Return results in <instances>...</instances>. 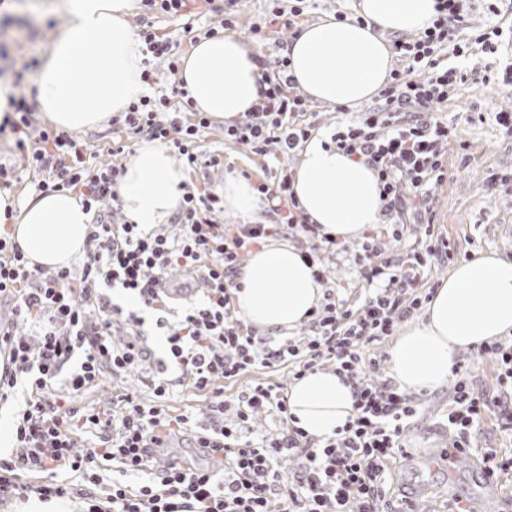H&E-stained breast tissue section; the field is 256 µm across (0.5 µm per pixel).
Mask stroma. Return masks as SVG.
Segmentation results:
<instances>
[{"label": "stroma", "mask_w": 512, "mask_h": 512, "mask_svg": "<svg viewBox=\"0 0 512 512\" xmlns=\"http://www.w3.org/2000/svg\"><path fill=\"white\" fill-rule=\"evenodd\" d=\"M15 11L0 13V77L13 75L16 63L26 51L43 53L57 30L50 27L47 6L50 0H15ZM270 0H235L230 12L236 18L235 33L244 40H256L267 59H274L288 40L287 32L252 37V24L262 22ZM134 29L152 26L160 35L179 36L180 53L190 48L184 25L202 26L203 17L188 15L171 18L143 9H133ZM484 54L459 58L469 80L457 95L437 110V117L448 126V141L443 145L447 171L443 182L429 193L427 224L417 223L405 214L399 223L385 221L371 226L382 257L397 259L418 241L432 234L448 243V253L429 258L420 281L422 289L439 288L444 278L460 263L479 252H493L512 259V133L500 126L495 115L512 112V87L504 85L495 70L487 66ZM195 150L200 157L214 153L224 156L225 171L235 170L253 183L263 179L262 161L231 140L225 139L223 125L214 123L200 132ZM361 241L347 242L345 249L322 253L330 286L337 298L360 302L368 287L360 260ZM175 386L164 401L168 415L190 414L203 418L208 397L196 389L181 371L171 370ZM136 393L145 400L153 395L144 376L104 374L98 385L82 390L75 403L81 407L115 409L119 396ZM449 388L413 394L417 413L403 433V449L392 464L388 499L401 504L408 488H415L412 512H453L457 501H466L472 512H512V469L505 470L497 492L485 493L481 484L480 451L497 449L500 457L512 461V437L504 435L496 421H488L473 432L471 455L455 462L448 450Z\"/></svg>", "instance_id": "stroma-1"}]
</instances>
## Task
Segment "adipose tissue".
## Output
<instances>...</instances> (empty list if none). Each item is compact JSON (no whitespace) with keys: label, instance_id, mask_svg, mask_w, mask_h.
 Segmentation results:
<instances>
[{"label":"adipose tissue","instance_id":"ef3b65f1","mask_svg":"<svg viewBox=\"0 0 512 512\" xmlns=\"http://www.w3.org/2000/svg\"><path fill=\"white\" fill-rule=\"evenodd\" d=\"M133 0H53L63 24L35 76L41 112L55 128L97 129L149 95L142 80L146 47L129 20ZM436 0H359L362 23L329 18L304 26L281 53L298 90L331 108H356L385 88L393 65L392 34L431 26ZM261 51L232 33L199 38L179 64L178 79L196 111L230 123L259 104ZM324 133L302 146L292 171V192L320 231L339 241L361 237L382 223L383 202L374 169L327 146ZM118 195L127 218L147 227L178 212L189 174L169 150L140 140L124 164ZM225 211L262 218L260 194L250 180L227 174L219 188ZM91 217L69 190L18 197L0 191V224L28 265L54 271L71 266L87 247ZM235 309L262 331L290 330L322 297L301 253L287 243L260 245L241 268ZM512 333V260L480 252L458 264L437 289L422 319L406 327L389 350L390 374L400 389L432 392L447 386L460 352ZM346 374L307 371L288 389L295 427L322 441L354 414Z\"/></svg>","mask_w":512,"mask_h":512}]
</instances>
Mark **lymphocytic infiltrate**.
Returning a JSON list of instances; mask_svg holds the SVG:
<instances>
[{
	"mask_svg": "<svg viewBox=\"0 0 512 512\" xmlns=\"http://www.w3.org/2000/svg\"><path fill=\"white\" fill-rule=\"evenodd\" d=\"M472 0H438L432 27L416 38L392 42L396 66L373 109L344 123L331 138L347 156L368 164L380 180L385 215L412 206L426 213L432 185L445 178L443 144L448 127L435 111L467 82L453 59L473 51L498 54L512 26L469 28ZM281 57L264 62L266 86L259 106L243 120L227 125L224 135L251 154L273 159L296 153L307 141L305 101ZM170 67L164 92L141 98L129 111L113 117L120 131L113 155L124 154L129 140L142 137L177 150L186 167L198 171L223 162L222 154L199 158L194 150L204 113L185 124L193 101ZM0 120V133L11 131L30 167L46 172L40 192L80 187L81 203L91 215L86 256L79 283L68 269L28 267L17 245L0 236V296L13 297L17 319H36L34 338L0 327V351L8 366L0 389L23 387L28 395L12 420L15 451L0 457V501L82 498L84 512H383L387 464L403 448V419L414 416L412 399L383 372L375 343L394 335L399 322L430 299L417 285L429 257L446 254L445 241L431 239L407 252L398 264L383 260L368 265L373 288L354 307L328 293L308 319L309 334L299 342L276 345L256 336L233 306L234 276L240 258L265 239L293 229L318 237L291 191L290 172L280 171L275 186L258 190L276 217L272 224H221L215 216L224 201L209 188L187 191L173 218L177 233L145 231L130 220L114 223L111 204L124 169H91L83 144L66 131L37 126L26 99ZM190 277L198 298L179 321L158 317L168 354L196 388L209 395L211 421L194 436L207 464H158L171 425L190 427L182 414L169 418L160 399L171 390L159 375L147 378L157 402L143 403L134 394L120 398L118 413L72 405L73 395L100 381L104 372L141 371L149 352L140 340L112 339L115 318L108 288L137 295L143 305L167 307L175 296L173 273ZM482 354L501 367L497 387L487 392L459 378L448 405L452 447L467 452L473 429L495 418L512 433V341L483 344ZM332 362L347 374L355 391V413L336 437L316 442L290 426L288 398L279 383H261L238 396L224 397L223 381L252 368L288 365L301 378L320 362ZM276 420L274 432L253 436L259 417ZM96 436L93 446L78 448L76 433ZM298 465L285 471L286 459ZM23 471L41 473L34 484L19 480ZM140 485H127L130 476ZM104 487L105 497L88 496L86 485Z\"/></svg>",
	"mask_w": 512,
	"mask_h": 512,
	"instance_id": "f902f5d3",
	"label": "lymphocytic infiltrate"
}]
</instances>
